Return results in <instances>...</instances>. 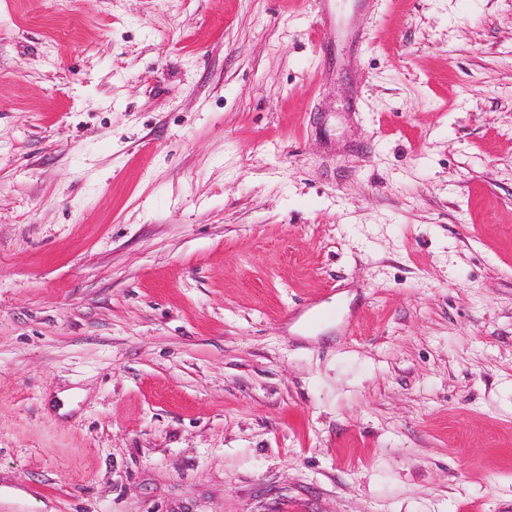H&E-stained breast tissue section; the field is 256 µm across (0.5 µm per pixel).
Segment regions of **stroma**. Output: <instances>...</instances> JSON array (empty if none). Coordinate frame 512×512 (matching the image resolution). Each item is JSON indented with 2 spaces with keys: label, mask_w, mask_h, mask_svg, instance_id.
Returning <instances> with one entry per match:
<instances>
[{
  "label": "stroma",
  "mask_w": 512,
  "mask_h": 512,
  "mask_svg": "<svg viewBox=\"0 0 512 512\" xmlns=\"http://www.w3.org/2000/svg\"><path fill=\"white\" fill-rule=\"evenodd\" d=\"M0 512H512V0H0Z\"/></svg>",
  "instance_id": "obj_1"
}]
</instances>
